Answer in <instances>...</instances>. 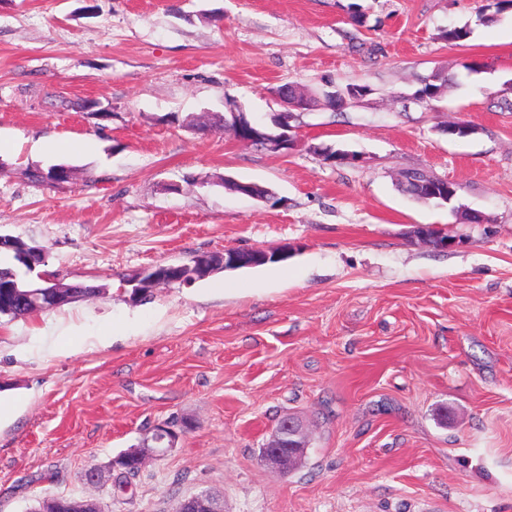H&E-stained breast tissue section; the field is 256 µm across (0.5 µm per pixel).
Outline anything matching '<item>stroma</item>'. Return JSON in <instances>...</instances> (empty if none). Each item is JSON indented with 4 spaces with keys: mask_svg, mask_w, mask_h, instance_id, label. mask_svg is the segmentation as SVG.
<instances>
[{
    "mask_svg": "<svg viewBox=\"0 0 512 512\" xmlns=\"http://www.w3.org/2000/svg\"><path fill=\"white\" fill-rule=\"evenodd\" d=\"M435 73L444 97L415 100ZM327 80L368 93L299 112L285 154L187 125L267 120L281 86ZM57 164L68 181L31 179ZM408 170L459 184L483 223L403 194ZM0 233L46 250L26 283L106 290L0 317V512L88 495L86 469L173 420L175 447L99 488L109 512L205 490L225 512H512V0H0ZM284 246L144 302L127 283ZM289 414L309 448L284 474L260 450ZM288 256V252L283 250L277 253H270L263 249H252V250H224V253L220 254L221 264L224 268L237 267L242 264L246 265H257L270 260L283 259ZM247 260H250L247 263Z\"/></svg>",
    "mask_w": 512,
    "mask_h": 512,
    "instance_id": "stroma-1",
    "label": "stroma"
}]
</instances>
